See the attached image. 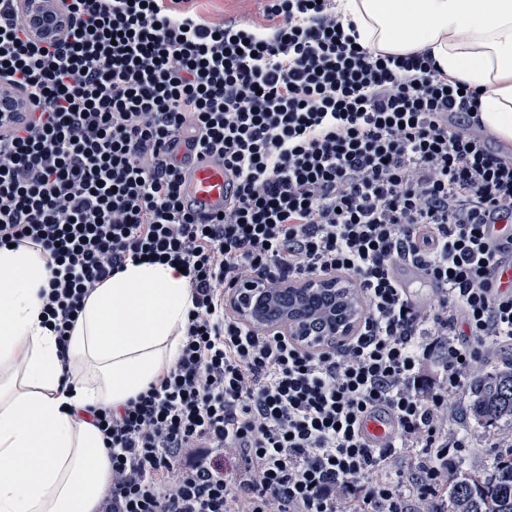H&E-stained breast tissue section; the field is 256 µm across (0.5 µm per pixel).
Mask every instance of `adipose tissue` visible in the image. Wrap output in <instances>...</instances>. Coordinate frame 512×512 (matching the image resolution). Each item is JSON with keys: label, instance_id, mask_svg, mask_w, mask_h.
Returning <instances> with one entry per match:
<instances>
[{"label": "adipose tissue", "instance_id": "obj_1", "mask_svg": "<svg viewBox=\"0 0 512 512\" xmlns=\"http://www.w3.org/2000/svg\"><path fill=\"white\" fill-rule=\"evenodd\" d=\"M358 41L430 53L479 89V118L512 143V0H337ZM40 247L0 248V512H94L110 481L99 431L76 409L116 407L179 356L192 307L186 277L127 263L87 300L67 351L40 323L51 276Z\"/></svg>", "mask_w": 512, "mask_h": 512}]
</instances>
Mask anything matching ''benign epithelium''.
Masks as SVG:
<instances>
[{"instance_id":"7a95c632","label":"benign epithelium","mask_w":512,"mask_h":512,"mask_svg":"<svg viewBox=\"0 0 512 512\" xmlns=\"http://www.w3.org/2000/svg\"><path fill=\"white\" fill-rule=\"evenodd\" d=\"M40 8L44 16L34 18V32L40 33V27L49 22L53 30L61 31L62 13L56 0H44ZM27 111V100L9 83H1L0 115ZM354 287L353 282L334 275L285 282L276 288L253 281L233 290L227 301L251 326L285 334L304 347L319 348L342 341L358 329L363 309L352 300Z\"/></svg>"}]
</instances>
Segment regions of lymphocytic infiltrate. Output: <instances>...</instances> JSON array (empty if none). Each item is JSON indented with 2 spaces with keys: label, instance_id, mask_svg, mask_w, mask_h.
Listing matches in <instances>:
<instances>
[{
  "label": "lymphocytic infiltrate",
  "instance_id": "f902f5d3",
  "mask_svg": "<svg viewBox=\"0 0 512 512\" xmlns=\"http://www.w3.org/2000/svg\"><path fill=\"white\" fill-rule=\"evenodd\" d=\"M189 0H58L51 42L0 0V246L41 247L43 324L59 349L129 261L185 271L193 307L174 365L121 409H88L111 462L95 512H436L464 383L512 350V154L476 90L425 53L359 47L336 0H267L272 28ZM189 134L236 187L222 215L184 206L168 148ZM436 292L416 304L398 263ZM355 281L358 332L321 351L244 323L252 280ZM383 412L380 446L361 422ZM413 456L410 469L395 462ZM29 111L27 100L7 82L0 84V115L11 112Z\"/></svg>",
  "mask_w": 512,
  "mask_h": 512
}]
</instances>
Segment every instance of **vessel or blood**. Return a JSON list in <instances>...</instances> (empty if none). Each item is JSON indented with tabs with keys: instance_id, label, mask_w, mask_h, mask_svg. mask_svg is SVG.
I'll return each instance as SVG.
<instances>
[{
	"instance_id": "b4317fda",
	"label": "vessel or blood",
	"mask_w": 512,
	"mask_h": 512,
	"mask_svg": "<svg viewBox=\"0 0 512 512\" xmlns=\"http://www.w3.org/2000/svg\"><path fill=\"white\" fill-rule=\"evenodd\" d=\"M171 156L185 183L189 209L203 216L223 211L225 199L233 193V179L217 154L201 151L181 136L174 142Z\"/></svg>"
}]
</instances>
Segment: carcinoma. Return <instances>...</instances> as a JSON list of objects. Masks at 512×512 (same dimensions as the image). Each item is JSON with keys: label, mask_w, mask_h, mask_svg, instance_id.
<instances>
[{"label": "carcinoma", "mask_w": 512, "mask_h": 512, "mask_svg": "<svg viewBox=\"0 0 512 512\" xmlns=\"http://www.w3.org/2000/svg\"><path fill=\"white\" fill-rule=\"evenodd\" d=\"M468 402L463 413L487 428L498 421H512V363L484 369L466 384ZM443 512H512V447L496 465L481 474H465L450 481L448 499L440 501Z\"/></svg>", "instance_id": "carcinoma-1"}]
</instances>
